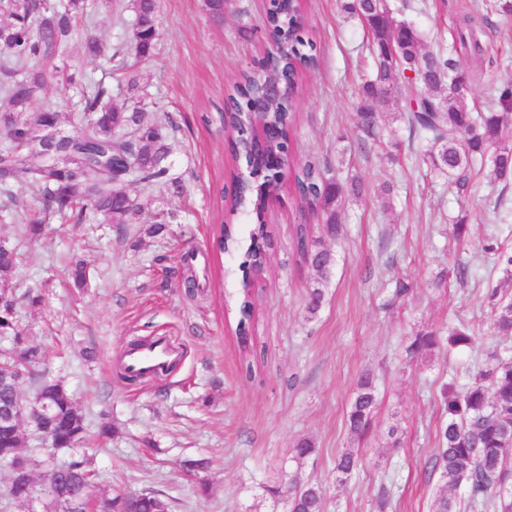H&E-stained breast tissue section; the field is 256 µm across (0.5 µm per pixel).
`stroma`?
Segmentation results:
<instances>
[{
    "label": "stroma",
    "instance_id": "obj_1",
    "mask_svg": "<svg viewBox=\"0 0 512 512\" xmlns=\"http://www.w3.org/2000/svg\"><path fill=\"white\" fill-rule=\"evenodd\" d=\"M343 0H303V35L319 49L316 69H299L295 140L297 158L327 166L330 175L364 190L348 196L340 210L341 232L324 240L335 265L325 298L309 312V291L318 274L300 262L295 224L321 228V212H301L292 181L266 213L273 242L264 271L253 284L256 314L249 329L264 354L253 380L242 375V349L235 335L234 303L242 288L241 266L250 244L248 225L235 229L239 248L219 251L215 240L229 217L218 198L233 176L246 173L231 158L217 125L201 120L223 108L236 75L251 69L269 45L264 29L269 0H227L223 18L211 16L205 0H158L160 40L152 57L128 48L129 30L103 11L80 28L64 58L68 68L116 85L114 62L83 52L86 36L110 46L126 44L125 61L144 91L142 106L166 137L170 174L182 186L175 195L159 185L139 186L131 224L88 217L71 224L58 219L41 240L27 237L23 209L0 211V239L17 245L20 264L12 274L19 291L37 290L38 304L19 301L17 313L49 377L73 395L88 425L79 452L57 451L51 465L81 455L97 471L95 493L153 489L166 495L171 512H272L269 489L289 474L320 481L325 512H430L437 479L424 475L445 422L442 388L468 386L495 346L483 298L503 275L484 247L496 237L512 249V212L498 209L499 194L512 200V185L483 168L466 194L457 193L429 163L428 144L414 137L401 117L403 98L377 102L383 141L361 144L357 124L360 88L373 76L370 37ZM398 18L422 33L423 48L447 51L456 43L462 14L487 18L483 44L494 65L478 73L464 99L471 110L486 108L499 88L512 82V0H390ZM37 107L61 115L70 131L80 109L71 91L47 75ZM393 151H385V143ZM392 184L390 197L379 185ZM471 226L468 241L451 230L458 216ZM163 223L164 231L148 228ZM85 261L86 288L67 275L72 259ZM466 276H459V269ZM194 274V296L184 280ZM409 292L396 297L399 283ZM468 326L471 348L411 354L415 336L447 337L452 325ZM136 336H164L180 355L177 371L135 387L123 385L115 366ZM370 376L377 406L368 428L351 434L346 413L361 376ZM114 433L98 435L101 420ZM396 436H389L390 427ZM316 451L296 463L298 439ZM361 467L338 483L335 465L344 452ZM205 458L207 473L186 469ZM391 488L380 504L381 487Z\"/></svg>",
    "mask_w": 512,
    "mask_h": 512
}]
</instances>
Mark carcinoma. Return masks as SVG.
I'll return each mask as SVG.
<instances>
[{
	"label": "carcinoma",
	"mask_w": 512,
	"mask_h": 512,
	"mask_svg": "<svg viewBox=\"0 0 512 512\" xmlns=\"http://www.w3.org/2000/svg\"><path fill=\"white\" fill-rule=\"evenodd\" d=\"M101 0H0V50L7 56L0 63V87L4 102L0 106V133L6 143L0 146V208L9 210L29 189L35 192L38 206L29 217L27 233L38 240L43 235L45 221L57 217L81 224L89 214H101L113 224H125L132 218L135 205L132 193L141 184H161L179 189L169 176L166 160L168 144L152 124L145 121V111L138 100V85L134 78L126 83L122 104L112 99V88L103 82L72 71L66 72V84L75 90L77 104L84 121L79 126L80 138L70 143L46 142L45 147L32 150L47 133L59 128V113L34 107L38 90L45 83L44 64L52 58H63L64 51L79 26L89 23L99 13ZM344 10L364 19L372 38L375 63H380L379 45L387 31L397 25L402 36V94L406 110L401 117L410 131L431 142V165L448 176V183L457 192L465 193L478 176L477 168L490 162L496 178L504 183L512 179V122L504 115L512 113V83L503 85L492 104L484 112H471L455 90L459 76L472 81L474 74L494 64L486 56L481 40L482 20L465 14L459 23L457 39L466 49L473 68L453 52L432 53L433 70L447 80L427 87L423 99L412 100L415 91L407 73L419 74V55L423 54L421 36L410 23L397 19L390 6L368 4L360 0H345ZM131 13V40L137 54L148 57L159 40L157 0H128ZM301 12L300 0H271L266 24L285 33V46L268 48L260 71H244L238 75L234 94L225 108L216 114L205 113L204 123L224 126L230 117L228 143L233 160L243 162L253 181L242 180L228 200L231 214L243 212L254 220L251 232V262L258 260L261 247L270 241L265 222L264 185L271 176L266 157L292 148V136L297 117V100H276L265 114V125L277 132V139L265 149L255 150L250 139L252 114L249 103L264 91L266 73L295 82L298 69L317 65L316 44L300 35L294 25ZM388 75L376 71L374 79L361 88L358 110L370 108L373 100L388 101L380 95L379 84ZM288 178L292 180L300 202L325 215L323 235L335 238L337 224L347 195L360 193L357 184L347 185L324 175L320 165L312 160L298 159L288 163ZM110 188L105 189L103 185ZM296 248L304 262L319 274L320 281L328 278L334 265V255L322 248L314 237V229L305 224L296 227ZM496 255V264L504 281H512V251L490 243L485 247ZM16 246L0 240V337L9 338L10 346L0 350V415L20 399L16 382L29 380L34 394L29 403L41 408L42 415L32 429L45 436L51 446L74 450L86 438V424L70 393L61 382L49 379L41 364L38 350L31 346L26 330L18 323L16 306L20 297L11 274L18 265ZM490 309V324L496 336L512 337V297L505 289L492 287L485 295ZM237 333L242 344L245 377L252 378L251 337L248 327L255 314L250 284L243 282L238 305ZM473 336L464 325L448 329V345L469 347ZM440 343L432 332L418 334L410 345L417 352ZM442 396L448 413L447 423L440 428L438 448L432 460V470L439 473L445 491L432 504V512H455L456 503L450 491L465 489L468 503L480 512H512V486L508 485L507 465L512 462V349L494 353L480 369L474 381L462 390L450 382ZM376 393L370 378H363L347 414L351 433H363L376 406ZM47 459L27 446L21 426L5 425L0 421V464L8 469V478L0 485V503L4 506L28 503L38 499L42 512H92L97 503L92 497L93 470L86 459L77 458L65 466L55 478L51 494L44 493L45 484L35 479L36 470ZM358 466V456L342 454L336 461L337 479L349 478ZM283 497L288 512H324L326 491L316 482L303 481L296 474L288 478V489L272 491ZM108 512H169V503L154 490L135 497L115 491L102 500Z\"/></svg>",
	"instance_id": "cac0c4a2"
}]
</instances>
